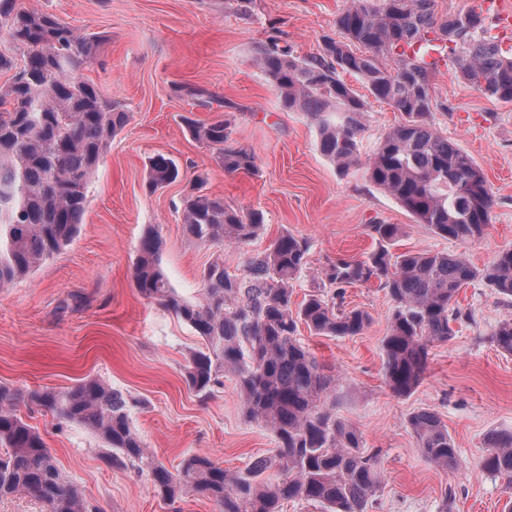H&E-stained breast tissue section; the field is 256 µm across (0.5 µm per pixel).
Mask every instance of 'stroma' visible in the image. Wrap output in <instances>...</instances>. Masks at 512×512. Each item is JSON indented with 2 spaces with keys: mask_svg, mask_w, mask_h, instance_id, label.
<instances>
[{
  "mask_svg": "<svg viewBox=\"0 0 512 512\" xmlns=\"http://www.w3.org/2000/svg\"><path fill=\"white\" fill-rule=\"evenodd\" d=\"M18 2L57 15L76 32L102 35L101 62L81 77L130 120L91 179L74 240L27 278L0 288V384L65 390L95 378L126 392L136 401L133 427L169 469L196 453L243 469L273 454L277 441L245 418L232 377L208 398L187 387V358L200 338L133 283L148 228L160 232L161 267L171 286L188 298L198 296L214 258H222L229 273H244L247 257L285 231L309 245L294 283L298 302L317 290L332 295V287L319 285L322 270L339 257L366 259L378 246L370 234L374 224L400 225L390 247L397 254L462 253L481 268L512 249V103L487 97L452 65L437 67L431 77L437 105L431 121L473 158L491 187V222L473 243L415 223L363 168L337 170L320 154L311 120L281 106L255 60L258 44L278 30L295 56L317 55L325 39L338 38L336 20L348 0H252L247 10L239 0ZM345 81L366 98L359 142L365 157L405 116L368 96L359 77ZM188 117L228 123L233 145L254 152L256 170L225 172L212 150L192 138ZM157 154L172 158L180 176L151 193L147 163ZM200 174L207 177L205 193L262 211L263 233L240 246L192 242L181 201ZM345 305L369 313L361 335L315 336L302 325L298 336L336 378L334 412L358 429L364 451L379 454L381 484L367 512H504L512 487L480 470L478 461L489 433L512 432V354L491 339L498 323L512 318V298L480 280L462 288L453 338L432 347L422 383L406 397L394 395L382 376V339L392 310L386 291L375 280L352 285ZM423 408L447 426L460 462L456 471L433 466L418 447L408 419ZM18 410L99 512H219L198 495L164 501L148 473L107 467L101 440L82 426L34 406Z\"/></svg>",
  "mask_w": 512,
  "mask_h": 512,
  "instance_id": "stroma-1",
  "label": "stroma"
}]
</instances>
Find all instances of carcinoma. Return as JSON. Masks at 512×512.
<instances>
[{
  "label": "carcinoma",
  "instance_id": "cac0c4a2",
  "mask_svg": "<svg viewBox=\"0 0 512 512\" xmlns=\"http://www.w3.org/2000/svg\"><path fill=\"white\" fill-rule=\"evenodd\" d=\"M340 37L322 53L293 54L274 35L256 48V61L284 109L306 114L316 125L320 153L340 171L362 164L371 183L391 194L416 223L441 237L483 238L494 204L487 178L473 158L441 136L431 123L429 51L446 53L457 75L488 97L512 103V49L487 37L488 17L474 10L441 16L436 0H350L337 18ZM11 52H0V288L29 276L77 235L88 204V187L112 137L128 113L78 77L98 61L102 37L79 34L53 14L0 0V33ZM389 60L391 64L384 65ZM360 77L369 93L405 114L372 155L361 160L358 137L366 102L341 78ZM191 136L211 148L228 173L256 168L254 153L229 144L223 120L187 121ZM179 167L158 154L149 160L146 188L154 193L175 182ZM198 177L183 199L184 228L199 244L243 245L264 226L261 212L235 208L203 192ZM392 242L396 224L369 225ZM161 239L149 228L139 245L133 279L137 291L156 300L192 328L203 347L185 367L189 388L206 396L234 377L245 417L265 425L278 448L243 470L209 456L186 457L170 471L146 449L132 426L137 401L111 385L89 379L66 390H20L0 385V499L25 495L46 512H93L82 490L67 481L40 432L17 414L28 402L64 422L77 423L105 444L112 468L147 471L161 498L196 494L220 512H281L282 502L304 499L325 512H366L381 472L377 455L361 450V436L328 407L335 378L325 373L297 338L298 324L319 336L361 334L369 314L344 306L345 287L376 279L392 311L382 372L397 396L411 394L427 370L429 351L453 336L451 323L462 288L476 279L512 298V249L479 269L461 254H395L381 246L366 261L338 258L324 269L336 286L331 299L311 294L294 302V281L306 264L307 243L283 232L264 251L249 256L244 276L213 260L202 293L188 299L160 267ZM512 354V318L492 333ZM408 424L423 456L444 471L459 465L448 429L438 414L420 409ZM479 467L512 484V433H492Z\"/></svg>",
  "mask_w": 512,
  "mask_h": 512
}]
</instances>
